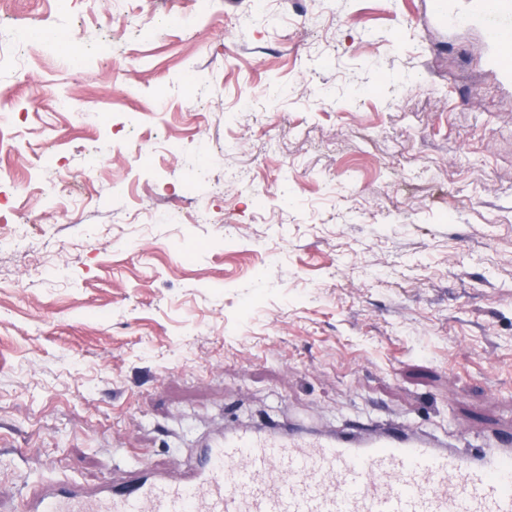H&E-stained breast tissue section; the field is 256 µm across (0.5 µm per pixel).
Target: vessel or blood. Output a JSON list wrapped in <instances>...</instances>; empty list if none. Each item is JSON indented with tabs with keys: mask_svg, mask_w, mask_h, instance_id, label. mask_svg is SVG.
I'll list each match as a JSON object with an SVG mask.
<instances>
[{
	"mask_svg": "<svg viewBox=\"0 0 512 512\" xmlns=\"http://www.w3.org/2000/svg\"><path fill=\"white\" fill-rule=\"evenodd\" d=\"M434 14L480 24L503 70L512 45V0H467ZM21 512H512V432L481 448H451L407 424L359 421L314 435L300 424L224 429L174 477L143 462L123 481L85 491L34 482Z\"/></svg>",
	"mask_w": 512,
	"mask_h": 512,
	"instance_id": "vessel-or-blood-1",
	"label": "vessel or blood"
}]
</instances>
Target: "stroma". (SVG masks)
Here are the masks:
<instances>
[{"label": "stroma", "instance_id": "stroma-1", "mask_svg": "<svg viewBox=\"0 0 512 512\" xmlns=\"http://www.w3.org/2000/svg\"><path fill=\"white\" fill-rule=\"evenodd\" d=\"M325 8L0 5V100L29 115L0 216L31 226L0 252V512L35 475L181 473L265 417L455 448L512 425V80L431 0ZM18 22L51 42L14 48ZM199 168L209 223H170Z\"/></svg>", "mask_w": 512, "mask_h": 512}]
</instances>
